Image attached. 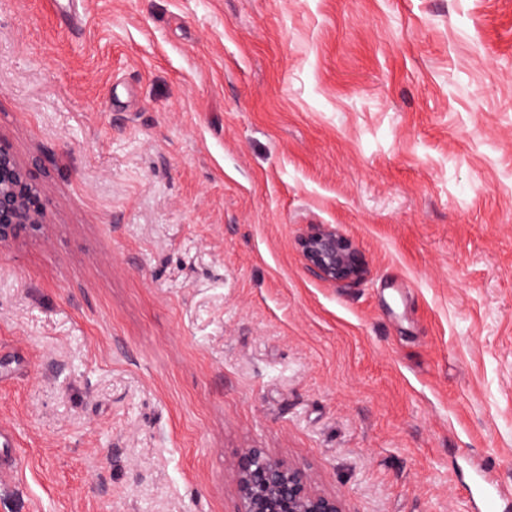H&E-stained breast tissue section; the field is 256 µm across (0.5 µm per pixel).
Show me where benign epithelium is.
I'll return each mask as SVG.
<instances>
[{"mask_svg": "<svg viewBox=\"0 0 512 512\" xmlns=\"http://www.w3.org/2000/svg\"><path fill=\"white\" fill-rule=\"evenodd\" d=\"M44 224L41 190L0 134V247L41 233ZM297 246L307 268L325 281L351 284L366 273L359 250L332 225H308ZM235 472L238 512H343L340 500L318 490L309 473L263 448L244 449Z\"/></svg>", "mask_w": 512, "mask_h": 512, "instance_id": "benign-epithelium-1", "label": "benign epithelium"}]
</instances>
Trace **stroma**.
I'll use <instances>...</instances> for the list:
<instances>
[{"instance_id": "obj_1", "label": "stroma", "mask_w": 512, "mask_h": 512, "mask_svg": "<svg viewBox=\"0 0 512 512\" xmlns=\"http://www.w3.org/2000/svg\"><path fill=\"white\" fill-rule=\"evenodd\" d=\"M0 133V512H237L245 448L345 512L512 488V0H0ZM44 224L41 190L10 141L0 134V247L41 233ZM297 246L307 268L325 281L351 284L366 273L359 250L333 225H308L298 237ZM19 474V455L15 436L0 429V484L13 482Z\"/></svg>"}]
</instances>
